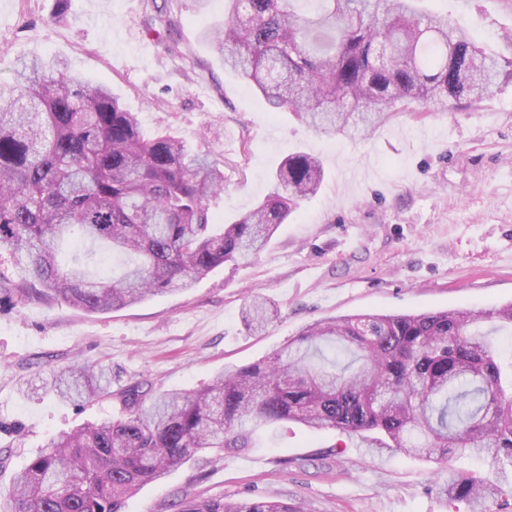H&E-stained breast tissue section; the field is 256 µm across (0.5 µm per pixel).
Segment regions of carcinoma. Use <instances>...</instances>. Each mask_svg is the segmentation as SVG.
<instances>
[{"instance_id": "cac0c4a2", "label": "carcinoma", "mask_w": 512, "mask_h": 512, "mask_svg": "<svg viewBox=\"0 0 512 512\" xmlns=\"http://www.w3.org/2000/svg\"><path fill=\"white\" fill-rule=\"evenodd\" d=\"M418 0H224V24L202 31L224 68L315 131L365 138L411 104L488 96L499 77L486 54L442 13ZM0 84V296L60 300L108 313L186 289L225 263H246L267 246L325 177L313 154H288L272 191L220 224L209 201L224 169L200 143L144 135L104 83L63 61L20 57ZM104 242L110 279L59 243ZM248 327L267 322V302L243 309ZM512 330V303L420 314H357L318 321L275 351L229 367L196 391L154 394L135 383L112 389L97 365L50 379L62 401L114 398L121 412L52 438L13 478L4 512H122L142 487L197 459L252 447L264 426L299 424L371 438V447L440 467L439 488L467 512L512 504V359L479 330ZM333 358L320 353V346ZM475 457L479 470L451 461ZM176 512H308L301 502L191 500Z\"/></svg>"}]
</instances>
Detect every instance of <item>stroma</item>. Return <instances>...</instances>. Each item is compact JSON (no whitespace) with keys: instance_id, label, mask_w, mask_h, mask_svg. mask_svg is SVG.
<instances>
[{"instance_id":"35a3bbf8","label":"stroma","mask_w":512,"mask_h":512,"mask_svg":"<svg viewBox=\"0 0 512 512\" xmlns=\"http://www.w3.org/2000/svg\"><path fill=\"white\" fill-rule=\"evenodd\" d=\"M448 14L502 75L481 101L401 113L371 137L320 135L224 68L202 37L221 0H0V80L15 58L65 60L106 83L144 132L204 143L224 163L220 221L251 210L288 153L319 157L325 180L251 264H226L192 288L106 314L62 302L0 301V490L54 436L112 416L115 401L45 393L52 371L102 364L114 384L207 385L264 359L308 325L361 313L417 314L512 302V0H422ZM167 12L173 29L157 23ZM273 319L252 332L244 303ZM435 464L372 450L336 430L275 427L253 447L190 462L127 499L123 512H174L186 499L275 493L309 512H449Z\"/></svg>"}]
</instances>
